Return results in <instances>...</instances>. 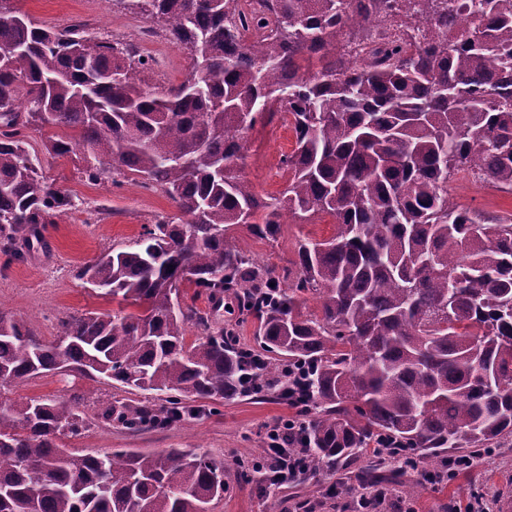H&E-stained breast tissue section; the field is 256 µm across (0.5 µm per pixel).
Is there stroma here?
<instances>
[{
	"label": "stroma",
	"instance_id": "obj_1",
	"mask_svg": "<svg viewBox=\"0 0 512 512\" xmlns=\"http://www.w3.org/2000/svg\"><path fill=\"white\" fill-rule=\"evenodd\" d=\"M38 24L64 29L83 24L90 37L134 44L148 61L146 83L161 92L179 85L191 71L186 51L152 28L142 16L112 7L110 0H13ZM50 129L26 131V148L41 163L44 176L80 199L78 210L48 225L41 245L16 260L0 254V310L24 321L43 342H56L61 320L88 312H109L116 304L101 297L79 280L76 271L112 249L133 246L143 231L161 216L173 217L177 209L164 193L127 181L114 187L105 180L92 184L82 177L81 160L49 153ZM295 149V134L282 120L259 125L248 135L243 172L263 196L277 195L289 173L281 165ZM452 198L459 206L487 216L512 217V195L491 187L475 188L463 176L453 181ZM332 219L320 216L305 224L283 225L280 235L265 239L246 225L232 227L240 247L258 264L283 270L297 260L300 240L330 238ZM89 393L97 402L131 399L161 406L151 391L130 390L119 383L96 384L72 373L47 374L19 384L0 387V395L15 403L67 399ZM202 413L164 429L131 433L117 424L91 421L81 436L65 439L66 448L78 454H96L115 448L154 453L170 448L197 449L224 464L223 498L211 512H300L306 502L313 512H357V491L343 467L324 468L317 476L283 489L258 481H243L240 460L260 453L269 425L293 415L287 403L252 395L221 401H203ZM397 493L415 512H467L475 493L493 496V512H512V436L500 448L477 455L471 469L459 473L447 486L428 481L397 485Z\"/></svg>",
	"mask_w": 512,
	"mask_h": 512
}]
</instances>
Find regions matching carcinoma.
<instances>
[{"label": "carcinoma", "mask_w": 512, "mask_h": 512, "mask_svg": "<svg viewBox=\"0 0 512 512\" xmlns=\"http://www.w3.org/2000/svg\"><path fill=\"white\" fill-rule=\"evenodd\" d=\"M191 55L185 80L143 87L133 44L96 40L82 24L41 26L0 0V252L76 208L43 176L25 131L50 127L59 156L81 150L159 188L180 217L79 267L113 313L60 322L43 343L0 313V386L49 371L118 382L165 406L102 404L130 432L195 417L197 400L244 393L255 351L214 328L233 298L257 321V393L281 396L303 368L317 409L302 426L301 478L381 450L443 462L512 434V219L489 222L453 202L471 171L512 192V0H113ZM469 11L475 24L458 15ZM263 34L252 47L245 34ZM288 119L296 149L277 196L241 174L242 140ZM335 221L304 239L298 273L259 265L230 234L276 238L284 217ZM261 222H256V219ZM320 301L311 310L308 302ZM203 339L186 343L187 329ZM85 396L17 405L0 398V512H211L224 466L196 449L78 455L58 443L87 426Z\"/></svg>", "instance_id": "carcinoma-1"}]
</instances>
